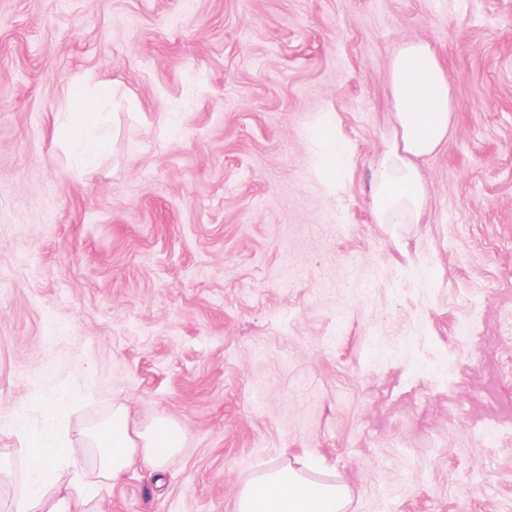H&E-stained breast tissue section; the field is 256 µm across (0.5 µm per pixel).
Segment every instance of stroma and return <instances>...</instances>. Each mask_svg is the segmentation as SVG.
I'll use <instances>...</instances> for the list:
<instances>
[{
    "mask_svg": "<svg viewBox=\"0 0 512 512\" xmlns=\"http://www.w3.org/2000/svg\"><path fill=\"white\" fill-rule=\"evenodd\" d=\"M410 40L453 118L416 161L420 222L379 224ZM76 78L116 83L111 148L78 175L55 132ZM73 391L74 433L117 402L185 431L100 512H236L307 456L346 512H512V0H0V448L49 430L31 396ZM310 139L321 148L322 178L338 190L337 174L343 164V154L336 148V134L332 123L320 117L310 131Z\"/></svg>",
    "mask_w": 512,
    "mask_h": 512,
    "instance_id": "35a3bbf8",
    "label": "stroma"
}]
</instances>
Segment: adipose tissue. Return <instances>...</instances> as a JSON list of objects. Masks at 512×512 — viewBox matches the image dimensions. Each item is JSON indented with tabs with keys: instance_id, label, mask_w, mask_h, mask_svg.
<instances>
[{
	"instance_id": "adipose-tissue-1",
	"label": "adipose tissue",
	"mask_w": 512,
	"mask_h": 512,
	"mask_svg": "<svg viewBox=\"0 0 512 512\" xmlns=\"http://www.w3.org/2000/svg\"><path fill=\"white\" fill-rule=\"evenodd\" d=\"M388 81L395 102L391 139L374 170L371 209L380 224L418 223L425 202V188L416 158L430 155L448 136L451 91L448 80L429 46L408 41L398 46L390 61ZM115 85L105 81L94 91L83 82H72L65 106L56 118V132L68 146L73 172L94 167L109 146L106 106ZM321 148V176L337 186L343 155L336 148L332 123L319 118L310 131ZM82 394L57 399H37L33 405L54 426L52 435L34 428L14 432L15 452L0 453V487L12 486V456L24 464L23 486L8 501L7 512H89L102 486L120 481L135 461L162 468L183 446L184 432L173 420L159 416L138 424L125 404L113 405L102 421L88 427L81 443L69 431L72 413L86 404ZM93 454L97 482L84 478L81 458ZM350 491L343 484L311 489L301 470L283 465L248 482L241 490L237 512H343Z\"/></svg>"
}]
</instances>
